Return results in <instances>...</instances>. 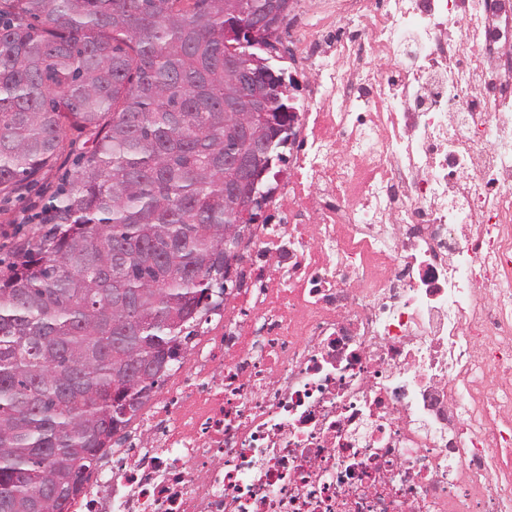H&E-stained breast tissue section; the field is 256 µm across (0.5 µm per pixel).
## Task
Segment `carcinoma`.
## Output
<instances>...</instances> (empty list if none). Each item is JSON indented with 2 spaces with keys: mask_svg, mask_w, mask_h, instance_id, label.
<instances>
[{
  "mask_svg": "<svg viewBox=\"0 0 512 512\" xmlns=\"http://www.w3.org/2000/svg\"><path fill=\"white\" fill-rule=\"evenodd\" d=\"M228 0H0V191L38 182L85 131L49 225L0 276V512H65L156 383L153 358L224 295L241 168L224 114L288 115L224 74Z\"/></svg>",
  "mask_w": 512,
  "mask_h": 512,
  "instance_id": "carcinoma-1",
  "label": "carcinoma"
}]
</instances>
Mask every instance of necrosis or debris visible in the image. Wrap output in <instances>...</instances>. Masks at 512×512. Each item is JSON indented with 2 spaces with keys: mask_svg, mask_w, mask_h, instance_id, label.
Instances as JSON below:
<instances>
[{
  "mask_svg": "<svg viewBox=\"0 0 512 512\" xmlns=\"http://www.w3.org/2000/svg\"><path fill=\"white\" fill-rule=\"evenodd\" d=\"M288 165L70 512H512V0H337Z\"/></svg>",
  "mask_w": 512,
  "mask_h": 512,
  "instance_id": "4bbe7bcc",
  "label": "necrosis or debris"
}]
</instances>
